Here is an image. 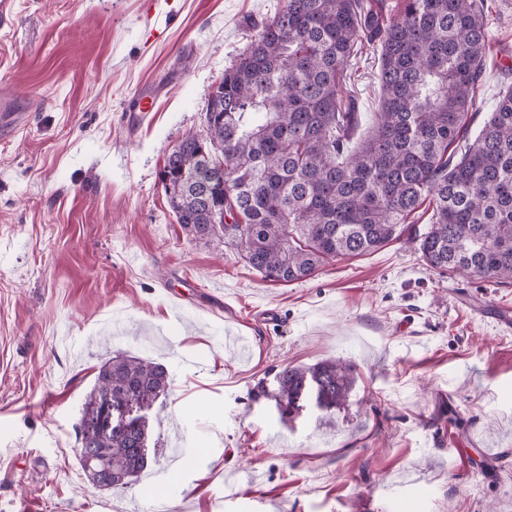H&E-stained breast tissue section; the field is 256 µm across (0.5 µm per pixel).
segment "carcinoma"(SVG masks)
Instances as JSON below:
<instances>
[{"instance_id":"1","label":"carcinoma","mask_w":512,"mask_h":512,"mask_svg":"<svg viewBox=\"0 0 512 512\" xmlns=\"http://www.w3.org/2000/svg\"><path fill=\"white\" fill-rule=\"evenodd\" d=\"M364 0H283L240 60L224 71L205 108L206 137L182 136L161 180L188 237L234 243L267 280L308 278L327 263L394 242L417 246L426 269L512 285V87L503 89L476 137V89L486 68L482 0H400L386 20ZM380 47V109L366 135L343 95L357 45ZM223 163V181L199 178ZM224 196V209L210 202ZM430 223L409 218L425 199ZM356 381L341 361L288 366L270 394L281 417L316 384V408L331 415ZM171 387L167 368L117 353L86 394L83 425L102 395L149 410ZM152 424H131L89 442L79 463L99 488L122 491L148 465Z\"/></svg>"}]
</instances>
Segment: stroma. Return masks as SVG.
I'll return each instance as SVG.
<instances>
[{"label": "stroma", "instance_id": "obj_1", "mask_svg": "<svg viewBox=\"0 0 512 512\" xmlns=\"http://www.w3.org/2000/svg\"><path fill=\"white\" fill-rule=\"evenodd\" d=\"M282 0H0V512H512V286L426 270L394 242L275 284L219 240H189L161 182ZM479 96L512 64V0H484ZM380 55L345 92L362 128ZM152 111H134L139 93ZM166 365L158 448L130 488H97L76 448L115 353ZM352 363L333 415L283 419L288 366ZM498 454L487 475L480 451ZM162 496H153L154 488Z\"/></svg>", "mask_w": 512, "mask_h": 512}]
</instances>
